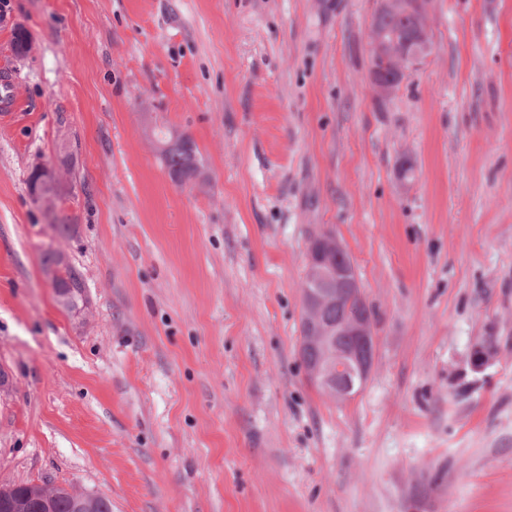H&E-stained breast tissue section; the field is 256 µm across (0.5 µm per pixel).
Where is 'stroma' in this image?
Returning a JSON list of instances; mask_svg holds the SVG:
<instances>
[{
	"label": "stroma",
	"mask_w": 512,
	"mask_h": 512,
	"mask_svg": "<svg viewBox=\"0 0 512 512\" xmlns=\"http://www.w3.org/2000/svg\"><path fill=\"white\" fill-rule=\"evenodd\" d=\"M376 6L0 0V486L112 512H512V0H433V51L382 104ZM155 125L202 177L171 179ZM64 156L63 200L36 203L35 164ZM321 229L374 311L344 404L298 355ZM59 263V253L56 251H48L43 255V270H47L45 272V276L48 281L52 284L58 282L60 279L65 277V259L63 254L61 253L60 265L58 267L51 268ZM51 268V269H49ZM60 288H63L70 301L65 304H60L69 310H73L79 306V302H83L84 292H85V282L79 271H77L73 266L67 264V273L66 278L62 279L60 282Z\"/></svg>",
	"instance_id": "obj_1"
}]
</instances>
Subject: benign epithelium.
<instances>
[{"mask_svg":"<svg viewBox=\"0 0 512 512\" xmlns=\"http://www.w3.org/2000/svg\"><path fill=\"white\" fill-rule=\"evenodd\" d=\"M386 10H404L411 14L413 30L417 40L428 46L431 40V0H382ZM368 40L371 54L382 58L390 67L403 77L415 67L422 56L407 52L397 44L384 39L383 33L372 25ZM370 82L378 98L389 99L399 89L398 81H382L371 70ZM361 288L355 267L349 265L336 269V287ZM335 298L331 292L307 288L302 292L304 322L310 331L301 337L307 344L319 346L324 355L312 363H303L309 382L324 389L325 395L344 403L352 399L365 385L370 375L376 354V342L372 326L359 315H350L331 330L322 324L319 318L320 308ZM351 336L358 350H341L335 345V335Z\"/></svg>","mask_w":512,"mask_h":512,"instance_id":"1","label":"benign epithelium"}]
</instances>
